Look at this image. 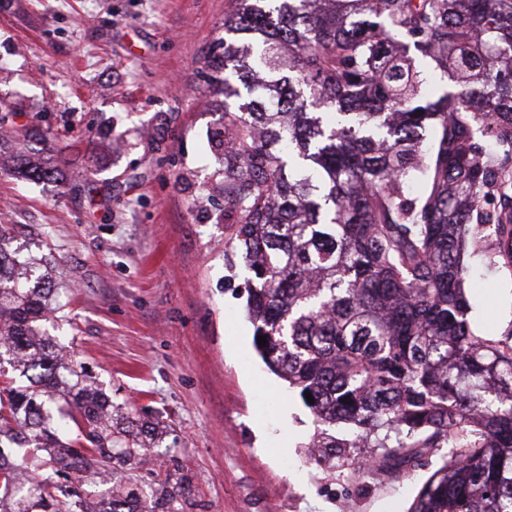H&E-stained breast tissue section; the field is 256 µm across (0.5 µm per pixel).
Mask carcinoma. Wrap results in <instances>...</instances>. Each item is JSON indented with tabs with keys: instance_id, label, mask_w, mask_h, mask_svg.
<instances>
[{
	"instance_id": "carcinoma-1",
	"label": "carcinoma",
	"mask_w": 512,
	"mask_h": 512,
	"mask_svg": "<svg viewBox=\"0 0 512 512\" xmlns=\"http://www.w3.org/2000/svg\"><path fill=\"white\" fill-rule=\"evenodd\" d=\"M224 32L206 58L224 95L209 138L224 257L250 274L256 351L313 397L311 456L446 448L410 512H512V327L474 335L461 261L468 246L512 267V0H228ZM412 49L456 89L422 101ZM47 145L26 133L23 178L55 175ZM12 240L0 222V363L26 380L0 383V512H187L175 471L131 504L142 444L59 357L60 288ZM6 446L32 450L33 469ZM117 469L127 486L102 498L73 480Z\"/></svg>"
}]
</instances>
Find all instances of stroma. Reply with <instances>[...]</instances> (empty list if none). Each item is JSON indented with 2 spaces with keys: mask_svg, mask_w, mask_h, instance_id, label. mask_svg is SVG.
Wrapping results in <instances>:
<instances>
[{
  "mask_svg": "<svg viewBox=\"0 0 512 512\" xmlns=\"http://www.w3.org/2000/svg\"><path fill=\"white\" fill-rule=\"evenodd\" d=\"M227 0H0V220L48 258L63 290L66 357L112 400L118 423L158 427L153 463L177 459L192 512H409L446 461L365 449L379 468L307 462L313 415L257 355L243 268L211 200L208 135L224 113L203 57ZM68 146L53 180L20 177L26 130ZM476 274V334L512 326V273Z\"/></svg>",
  "mask_w": 512,
  "mask_h": 512,
  "instance_id": "obj_1",
  "label": "stroma"
}]
</instances>
